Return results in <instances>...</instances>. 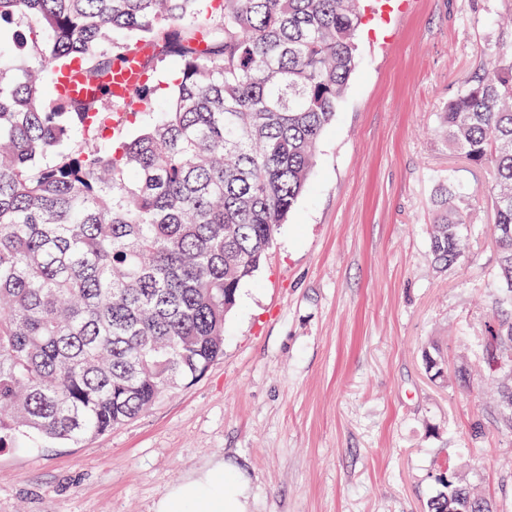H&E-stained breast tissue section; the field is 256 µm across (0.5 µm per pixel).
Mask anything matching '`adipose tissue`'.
<instances>
[{
  "label": "adipose tissue",
  "instance_id": "ef3b65f1",
  "mask_svg": "<svg viewBox=\"0 0 512 512\" xmlns=\"http://www.w3.org/2000/svg\"><path fill=\"white\" fill-rule=\"evenodd\" d=\"M154 512H248L243 481L215 463L173 485L159 498Z\"/></svg>",
  "mask_w": 512,
  "mask_h": 512
}]
</instances>
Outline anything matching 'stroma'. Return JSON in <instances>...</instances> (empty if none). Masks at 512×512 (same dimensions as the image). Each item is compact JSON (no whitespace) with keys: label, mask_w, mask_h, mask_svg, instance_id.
I'll use <instances>...</instances> for the list:
<instances>
[{"label":"stroma","mask_w":512,"mask_h":512,"mask_svg":"<svg viewBox=\"0 0 512 512\" xmlns=\"http://www.w3.org/2000/svg\"><path fill=\"white\" fill-rule=\"evenodd\" d=\"M511 13L512 0H413L366 24L306 189L225 321L223 357L105 435L0 448V512H152L220 458L248 479L251 512H428L446 460L512 512V438L479 359L499 295L490 172L437 131L512 42ZM447 181L478 200L469 262L441 271L428 226Z\"/></svg>","instance_id":"1"}]
</instances>
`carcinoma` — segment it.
Returning <instances> with one entry per match:
<instances>
[{"label": "carcinoma", "mask_w": 512, "mask_h": 512, "mask_svg": "<svg viewBox=\"0 0 512 512\" xmlns=\"http://www.w3.org/2000/svg\"><path fill=\"white\" fill-rule=\"evenodd\" d=\"M364 0H0V31L24 15L0 62V447L103 435L201 376L224 353V321L302 196L355 67ZM181 63L156 111L150 81L107 94L112 67ZM78 69L101 92L42 99L45 78ZM141 117L114 137L112 114ZM448 147L492 171L499 256L512 301V47L440 113ZM473 203L450 181L431 198L430 252L469 257ZM489 371L512 367V304L485 324ZM499 430L512 435V386ZM429 512H491L453 481Z\"/></svg>", "instance_id": "carcinoma-1"}]
</instances>
